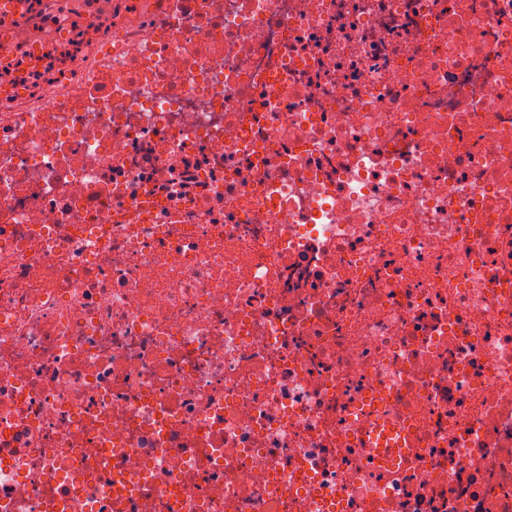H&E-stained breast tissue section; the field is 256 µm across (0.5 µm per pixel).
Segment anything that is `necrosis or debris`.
<instances>
[{
	"label": "necrosis or debris",
	"mask_w": 512,
	"mask_h": 512,
	"mask_svg": "<svg viewBox=\"0 0 512 512\" xmlns=\"http://www.w3.org/2000/svg\"><path fill=\"white\" fill-rule=\"evenodd\" d=\"M13 2L0 512H512V0Z\"/></svg>",
	"instance_id": "1"
}]
</instances>
